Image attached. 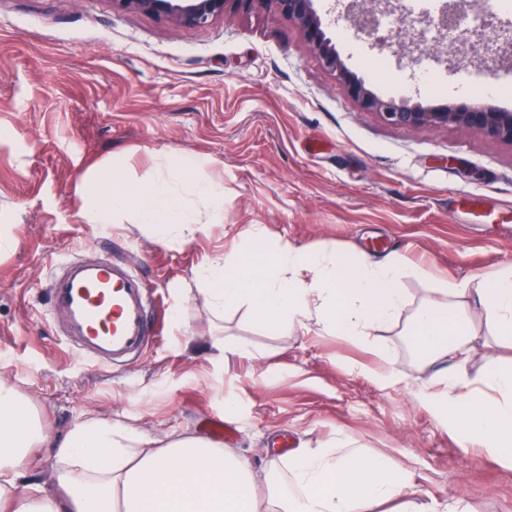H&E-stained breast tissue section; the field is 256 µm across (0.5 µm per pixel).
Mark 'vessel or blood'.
<instances>
[{
  "label": "vessel or blood",
  "instance_id": "vessel-or-blood-1",
  "mask_svg": "<svg viewBox=\"0 0 512 512\" xmlns=\"http://www.w3.org/2000/svg\"><path fill=\"white\" fill-rule=\"evenodd\" d=\"M152 298L138 275L99 253L59 261L49 282L62 341L105 367L141 354L159 338L162 327L149 313Z\"/></svg>",
  "mask_w": 512,
  "mask_h": 512
}]
</instances>
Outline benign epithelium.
<instances>
[{
    "instance_id": "benign-epithelium-1",
    "label": "benign epithelium",
    "mask_w": 512,
    "mask_h": 512,
    "mask_svg": "<svg viewBox=\"0 0 512 512\" xmlns=\"http://www.w3.org/2000/svg\"><path fill=\"white\" fill-rule=\"evenodd\" d=\"M112 7L155 16L182 29H195L230 12L248 15L262 13L281 16L294 22L309 48L318 56L323 67L336 75L347 93L366 111L376 114L383 122L399 127L430 128L453 125L474 130L485 137L512 146V111L467 102L443 107H424L407 100L385 99L368 89L363 80L353 74L327 37L315 0H110ZM374 8L363 9L356 0L347 6L351 21L363 30L376 34L374 20L395 5L393 0H371ZM457 7L454 0H445L435 16L425 22L440 30L456 24Z\"/></svg>"
}]
</instances>
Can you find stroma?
Listing matches in <instances>:
<instances>
[{"instance_id": "stroma-1", "label": "stroma", "mask_w": 512, "mask_h": 512, "mask_svg": "<svg viewBox=\"0 0 512 512\" xmlns=\"http://www.w3.org/2000/svg\"><path fill=\"white\" fill-rule=\"evenodd\" d=\"M348 69L385 98L439 106L458 100L512 111V97L462 89L463 68L512 85V59L428 46L441 89L428 91L415 46L341 38V0H316ZM385 56L388 74L374 76ZM0 380L26 396L50 433L109 413L165 439L206 436L219 416L226 446L254 468L289 448L342 435L405 464L439 503L512 512V468L467 465L468 450L419 392L434 368L416 353L410 317L443 282L512 268V146L455 126L397 127L362 109L309 50L297 26L265 14L224 16L185 30L110 0H0ZM204 154L202 180L224 186V221L182 248L133 219L99 230L79 214L84 177L113 163L148 181L158 159ZM342 248L373 260L395 253L426 265L405 278L400 321L366 346L257 322L247 306L215 317L194 289L206 259L247 246ZM148 281L160 340L124 366L72 355L49 315L57 260L85 247ZM220 336L233 354L211 359ZM405 386L381 387V359Z\"/></svg>"}]
</instances>
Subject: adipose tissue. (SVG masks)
<instances>
[{
  "mask_svg": "<svg viewBox=\"0 0 512 512\" xmlns=\"http://www.w3.org/2000/svg\"><path fill=\"white\" fill-rule=\"evenodd\" d=\"M209 163L205 156H181L170 176L135 188L104 166L85 183L80 215L102 225L130 217L164 245L184 246L202 223L224 221L223 185L196 177ZM251 241L249 249L208 258L196 272L198 291L216 312L245 304L266 325L313 323L365 345L401 319L403 278L428 274L400 258L369 262L339 249H268L258 230ZM469 294L487 308L493 336L512 343L511 268L475 289L465 282L437 289L411 318L413 346L424 363L447 362L429 398L446 410L463 441L477 447L473 462L488 455L512 465V368L493 366L470 380L468 352L477 332L458 304ZM46 449L53 480L44 488L35 483L33 463ZM288 470L294 493L271 488L262 504L254 489L270 484L271 472L255 473L231 449L195 435L161 441L98 414L54 436L28 401L0 381V512H380L394 503L399 512H475L462 500L443 511L411 500L406 468L346 439L294 449Z\"/></svg>",
  "mask_w": 512,
  "mask_h": 512,
  "instance_id": "ef3b65f1",
  "label": "adipose tissue"
}]
</instances>
